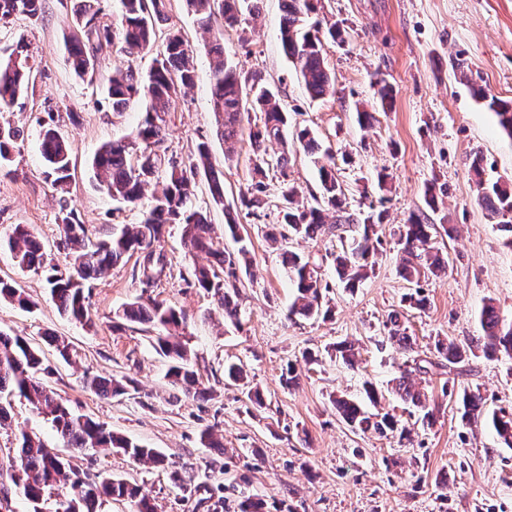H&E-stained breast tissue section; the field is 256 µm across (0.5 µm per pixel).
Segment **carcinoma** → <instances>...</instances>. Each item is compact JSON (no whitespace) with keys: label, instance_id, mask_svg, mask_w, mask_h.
Masks as SVG:
<instances>
[{"label":"carcinoma","instance_id":"1","mask_svg":"<svg viewBox=\"0 0 512 512\" xmlns=\"http://www.w3.org/2000/svg\"><path fill=\"white\" fill-rule=\"evenodd\" d=\"M201 28L213 34L210 54L213 58L211 105L217 123V135L226 143L249 142L247 158L250 183L242 193L241 204L248 213L260 217L268 206V173L280 175L279 214L280 231L270 233L280 243L282 265L289 284L295 290V299L289 315L302 319L332 317L330 300L326 299L329 283L323 281L321 266L324 258L332 259L338 285L346 291H355L373 272L372 258L378 253L382 240L378 227L383 214L373 206L350 211L345 204L343 187L335 175L334 155L322 146L307 128L298 129L292 142L296 150L314 157L321 185L320 196L313 201L298 199L296 189L288 182V144L285 132L288 112L281 103L279 90L267 84L257 71H246L228 62L224 57V28L236 27L260 12L261 0H184ZM121 9L110 17L101 6V0H76L72 22L80 36L66 44L73 72L80 79L93 78L100 54L105 48L119 44L129 55L154 52L149 70L145 73L129 66L112 72L106 94L112 101V112L119 115L129 104L141 103L144 117L129 135L100 147L91 162L99 187L112 200L128 206H137L145 186L156 177H162V187L154 191L149 208L137 224H126L103 233L91 241L86 225L78 219L67 200L60 201L61 242L67 250L65 268L48 261L41 243L28 229L18 224L6 238L0 239L22 268L46 273L50 293L59 312L80 323L92 321L85 292L94 281L106 274L110 267L127 257H136L133 278L141 288V296L115 313L113 327L123 329L140 325L151 333L153 348L169 361L167 377L181 386L187 397L206 398L197 370L192 363L184 341L187 317L175 307L149 296L168 276L169 266L164 251L158 248L168 224L183 225L182 244L186 252H204L213 258L210 267H196L192 272L193 286L211 295L224 311V319L239 324V300L242 276L250 274V250L243 244L238 216L224 211V235L232 237L241 246L228 252L220 246L214 226L207 214L193 208L190 195L198 175L211 183V197L217 206L224 205V182L220 180L210 153V146L201 142L188 157L179 161L168 154L167 116L182 89L194 82L193 57L182 35L169 31L165 43L154 50L158 26L168 20L169 0H120ZM316 11L315 0H283L280 22V41L288 59L300 74L305 89L313 99H322L334 92V84L323 55V40L344 41V30L336 24L322 28L321 23L307 24L309 15ZM42 12V0H0V22L14 16L33 19ZM0 58V108L12 104L28 88L31 67L28 44L20 39L3 50ZM381 107L388 108L394 100V88L384 79L375 82ZM476 101L494 113L499 127L512 137V103L492 95L485 87L470 83ZM260 119H252V113ZM40 151L53 183L66 184L70 179L71 147L49 125L40 133ZM22 137L20 130L0 124V175L11 174L12 144ZM279 142L283 151L278 156L267 152L266 144ZM470 172L474 178L477 201L495 214L512 213V184L490 182L484 178L480 159H473ZM445 189L434 183L425 190L426 206L433 212L443 203ZM428 216L411 213L407 224L399 230L397 244L405 254L398 268L399 276L417 283L429 276H439L447 270L448 259L432 242ZM328 236L336 239V250L326 257L301 255L289 249L293 238L317 239ZM0 299L29 304L25 292L0 280ZM408 318L393 312L385 322L387 340L413 351L416 339L409 334ZM482 334L469 342L437 339L432 357L413 359V365L400 371L391 380V392L418 413L417 421L430 428L435 423L434 409L427 404L420 387L432 369L442 373L462 371L476 350L486 357L498 354L512 359V323L506 324L490 302L480 313ZM336 360L354 366V346L343 341L333 346ZM42 360L37 350L22 336L0 333V426L8 419L3 400L15 394L23 397L32 409L50 421L64 446L75 452L88 449L121 451L136 462L149 461L157 466L167 464L166 458L153 448L113 433L103 424L72 413L57 396L37 377ZM88 385L104 399L128 393L130 381L117 378H92ZM462 420L469 425L486 426L496 435L499 444L512 448V411L490 409L480 392L463 390L457 394ZM336 413L352 429L380 434L399 432L405 439L410 429L394 415L372 413L358 401L344 396L332 399ZM15 455L6 472L7 481L0 482V496L8 498L15 491L31 504V512H42L45 493L60 483L68 485L67 494L56 501L55 512H98L102 500H127L133 512H156L153 498L143 489L124 479L104 478L99 482L86 481L73 472L69 461L59 456L36 435L22 429L16 436ZM174 486L183 492L198 490L196 476L187 470L170 473Z\"/></svg>","mask_w":512,"mask_h":512}]
</instances>
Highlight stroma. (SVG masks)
<instances>
[{
    "label": "stroma",
    "mask_w": 512,
    "mask_h": 512,
    "mask_svg": "<svg viewBox=\"0 0 512 512\" xmlns=\"http://www.w3.org/2000/svg\"><path fill=\"white\" fill-rule=\"evenodd\" d=\"M73 5L74 0H43L38 19L0 23V49L24 39L32 68L27 92L0 111V123L24 131L12 150V175L0 176V236L14 225H28L58 264L65 261L59 247L63 195L45 173L42 126L54 124L72 145L75 169L66 196L90 237L115 224L138 223L151 202L147 195L135 208L113 201L99 188L89 163L104 143L128 135L141 117L136 102L122 116H113L102 90L106 79L118 66L148 70L152 57L110 48L101 55L96 82L79 80L64 49ZM281 15V0H262L259 16L246 29H225L224 55L239 68L260 71L278 88L289 128L309 129L332 148L350 208L371 205L385 211L373 275L349 292L336 287L332 266L324 265L335 304L332 318L289 319L293 290L266 239L280 221L278 198L270 196L261 218L242 214L239 194L249 179V145L237 143L233 159L225 160L210 105L209 36L182 0H172L168 24L188 41L195 77L169 115V151L184 158L198 143L209 144L212 161L224 174V205L213 206L203 177L196 180L194 204L208 210L219 227L225 209L239 212L254 260L244 279L240 322L234 325L225 322L210 295L187 286L193 267L208 259L185 252L181 225H168L162 241L171 275L156 295L187 316L185 337L208 390L206 399L187 398L171 385L167 362L152 348L148 333L134 326L114 329L115 312L141 294L130 260L95 282L89 294L95 323L89 327L59 313L42 272L19 267L1 250L0 278L23 288L30 305L1 299L0 332L25 337L39 351L40 381L74 413L205 477L204 495L219 502L214 512H240L248 498L261 500L263 512H512V449L500 447L490 429L462 423L455 400L442 393L446 385L477 389L489 407L511 410L512 360L481 355L455 378L434 375L428 390L439 408L437 422L426 430L413 426L408 441L395 432H352L330 402L331 395L342 393L365 401L369 382L383 394L380 412L413 425L408 409L386 392L408 357L386 339L384 324L393 311H407L410 332L422 350L437 336L464 342L480 335L479 313L490 301L512 323V249L504 244L499 216L477 203L469 174L478 156L488 178L512 182V138L460 80L468 75V81L512 101V0H320L316 20L345 31L344 43H324L335 93L322 99L308 96L281 48ZM380 78L396 89L387 111L375 98ZM362 110L373 112L370 126L359 125ZM382 173L388 176L383 190L378 187ZM431 183L445 186L448 195L429 221L452 224L455 233L446 243L447 275L422 280L427 308L409 311L403 297L413 286L397 273L402 259L397 233L410 213L425 210L424 192ZM51 334L70 342V360L48 343ZM345 339L360 346L356 367L326 353L330 344ZM308 350L321 352L319 364L305 365L302 354ZM228 361L246 367L264 394L266 409H252L241 387L225 381ZM290 365L299 380L287 387L282 374ZM93 376L126 377L134 390L101 398L85 384ZM21 429L46 440L80 476L122 478L142 486L158 512H213L195 496L178 501L166 470L117 451L65 448L51 424L20 397L13 398L10 417L0 427V468L8 466ZM207 429L215 447L202 443Z\"/></svg>",
    "instance_id": "obj_1"
}]
</instances>
